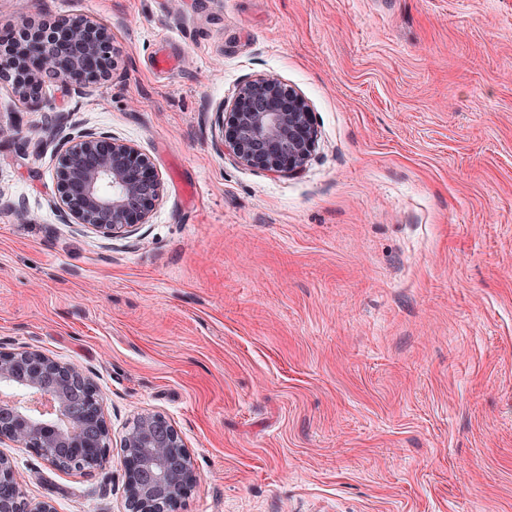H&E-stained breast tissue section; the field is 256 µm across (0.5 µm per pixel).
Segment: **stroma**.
<instances>
[{
  "mask_svg": "<svg viewBox=\"0 0 512 512\" xmlns=\"http://www.w3.org/2000/svg\"><path fill=\"white\" fill-rule=\"evenodd\" d=\"M26 9L102 21L119 56L40 112L0 87L27 212L0 209V349L80 367L111 429L89 473L0 443L23 499L126 512L146 411L199 478L174 512H512V0H0V32ZM269 72L316 116L296 176L217 148ZM49 113L152 159L134 235L62 222Z\"/></svg>",
  "mask_w": 512,
  "mask_h": 512,
  "instance_id": "obj_1",
  "label": "stroma"
}]
</instances>
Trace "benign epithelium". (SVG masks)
Masks as SVG:
<instances>
[{
  "label": "benign epithelium",
  "mask_w": 512,
  "mask_h": 512,
  "mask_svg": "<svg viewBox=\"0 0 512 512\" xmlns=\"http://www.w3.org/2000/svg\"><path fill=\"white\" fill-rule=\"evenodd\" d=\"M111 30L91 17L16 18L0 38V84L29 108L42 104L46 80L79 90L108 77L115 64ZM315 112L276 74L244 83L222 121L220 145L246 166L273 174L301 172L317 142ZM56 204L63 221L103 237H129L161 197L162 179L149 156L108 134L65 136L57 147ZM16 384L28 399L0 401V442L43 456L58 469L81 459L88 472L109 453L110 429L97 388L75 365L38 349L0 351V385ZM127 512H160L197 484L189 452L164 417L139 414L123 438ZM0 512H55L48 501L29 503L11 458L0 454Z\"/></svg>",
  "instance_id": "benign-epithelium-1"
}]
</instances>
